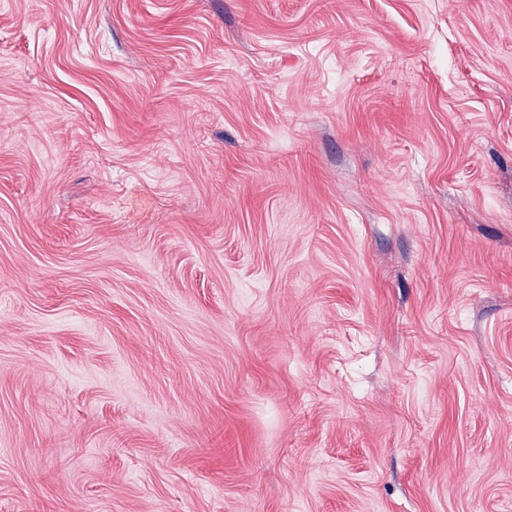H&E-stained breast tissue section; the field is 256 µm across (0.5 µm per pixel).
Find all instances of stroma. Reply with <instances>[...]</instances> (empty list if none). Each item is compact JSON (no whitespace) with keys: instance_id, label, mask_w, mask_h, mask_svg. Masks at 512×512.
<instances>
[{"instance_id":"obj_1","label":"stroma","mask_w":512,"mask_h":512,"mask_svg":"<svg viewBox=\"0 0 512 512\" xmlns=\"http://www.w3.org/2000/svg\"><path fill=\"white\" fill-rule=\"evenodd\" d=\"M0 512H512V0H0Z\"/></svg>"}]
</instances>
